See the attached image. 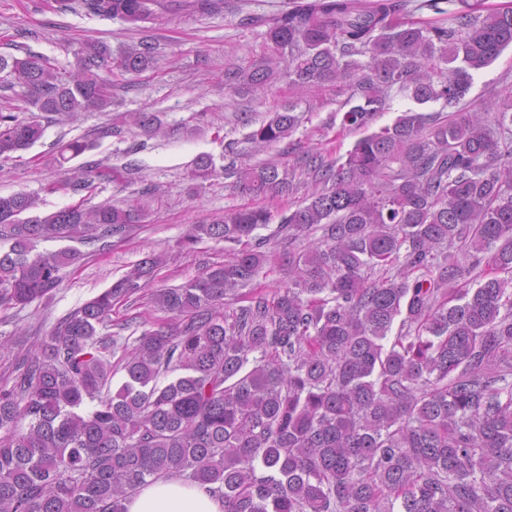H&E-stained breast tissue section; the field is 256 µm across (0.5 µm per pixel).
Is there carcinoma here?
Instances as JSON below:
<instances>
[{
    "label": "carcinoma",
    "mask_w": 512,
    "mask_h": 512,
    "mask_svg": "<svg viewBox=\"0 0 512 512\" xmlns=\"http://www.w3.org/2000/svg\"><path fill=\"white\" fill-rule=\"evenodd\" d=\"M220 3L178 6L204 15ZM86 6L133 26L160 21L158 0ZM428 7L443 19L408 20V0H294L269 20L292 85L310 93L336 81L363 100L344 114L350 127L367 126L394 89L457 110L406 111L341 163L302 157L311 189L280 229L290 246L319 237L288 250V282L271 294L248 290L269 260L268 241L253 236L268 209L194 225L188 242L221 239L229 260L150 295L175 322L123 346L116 391L117 341L97 327L112 325V307L143 291L163 258L60 320L0 386V512H126L147 483L172 479L207 488L224 512H512V95L460 105L472 72L512 45V5ZM74 58L66 70L41 55L0 56V88H21L4 98L1 162L45 133L39 117L16 113L103 111L114 78L157 64L144 42L114 53L84 39ZM276 66L239 78L262 88ZM127 117L150 138L162 131L153 113ZM295 126L292 110L275 112L248 141L269 148ZM91 148L61 143L56 163ZM214 172L211 156L193 160V178ZM236 186L297 190L294 171L272 161L245 168ZM150 203L145 193L126 208L41 215L31 194L0 196V308L49 297L83 257L37 243L104 249ZM87 398L96 405L83 411Z\"/></svg>",
    "instance_id": "cac0c4a2"
}]
</instances>
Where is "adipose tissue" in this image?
Segmentation results:
<instances>
[{"label":"adipose tissue","instance_id":"obj_1","mask_svg":"<svg viewBox=\"0 0 512 512\" xmlns=\"http://www.w3.org/2000/svg\"><path fill=\"white\" fill-rule=\"evenodd\" d=\"M125 508L127 512H224V503L202 486L168 480L143 487Z\"/></svg>","mask_w":512,"mask_h":512}]
</instances>
